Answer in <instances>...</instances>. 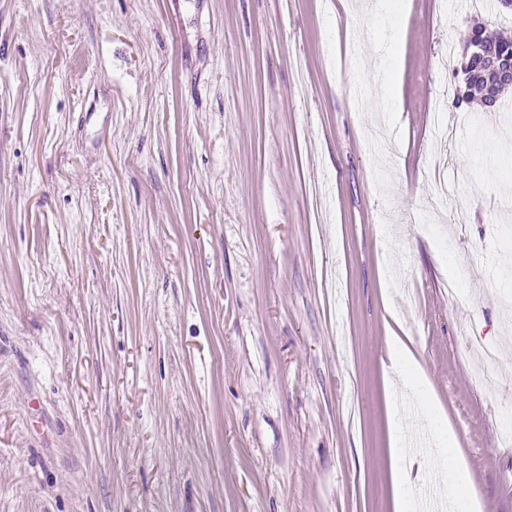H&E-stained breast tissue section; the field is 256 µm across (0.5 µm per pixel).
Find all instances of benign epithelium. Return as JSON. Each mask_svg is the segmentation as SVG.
Segmentation results:
<instances>
[{
  "label": "benign epithelium",
  "instance_id": "7a95c632",
  "mask_svg": "<svg viewBox=\"0 0 512 512\" xmlns=\"http://www.w3.org/2000/svg\"><path fill=\"white\" fill-rule=\"evenodd\" d=\"M464 70H470L473 59L479 60L476 74L487 80L484 96L488 97L485 106L493 108L497 102L495 88L500 83H512V50H506L489 42L483 36V30L477 23L473 24L465 36Z\"/></svg>",
  "mask_w": 512,
  "mask_h": 512
}]
</instances>
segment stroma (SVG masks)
<instances>
[{"instance_id": "stroma-1", "label": "stroma", "mask_w": 512, "mask_h": 512, "mask_svg": "<svg viewBox=\"0 0 512 512\" xmlns=\"http://www.w3.org/2000/svg\"><path fill=\"white\" fill-rule=\"evenodd\" d=\"M475 21L512 37L470 0H0V512H394L399 428L412 489L512 512V373L466 347L512 330V87L460 106L442 64Z\"/></svg>"}]
</instances>
